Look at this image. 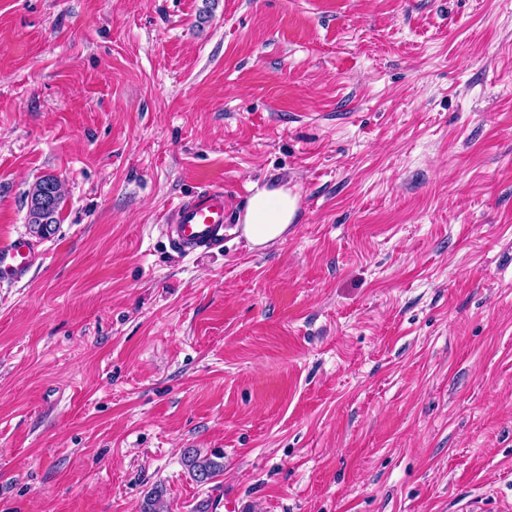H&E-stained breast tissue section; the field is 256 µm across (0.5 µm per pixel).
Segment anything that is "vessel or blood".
I'll use <instances>...</instances> for the list:
<instances>
[{"instance_id": "b4317fda", "label": "vessel or blood", "mask_w": 512, "mask_h": 512, "mask_svg": "<svg viewBox=\"0 0 512 512\" xmlns=\"http://www.w3.org/2000/svg\"><path fill=\"white\" fill-rule=\"evenodd\" d=\"M230 226L224 190L217 187L181 201L165 231L178 251L190 254L222 248L224 233ZM32 256V245L25 236L0 245V283L21 281L32 267Z\"/></svg>"}]
</instances>
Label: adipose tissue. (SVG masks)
I'll return each mask as SVG.
<instances>
[{
	"label": "adipose tissue",
	"instance_id": "obj_1",
	"mask_svg": "<svg viewBox=\"0 0 512 512\" xmlns=\"http://www.w3.org/2000/svg\"><path fill=\"white\" fill-rule=\"evenodd\" d=\"M299 208V197L287 185L256 188L241 217V230L255 247L283 241Z\"/></svg>",
	"mask_w": 512,
	"mask_h": 512
}]
</instances>
